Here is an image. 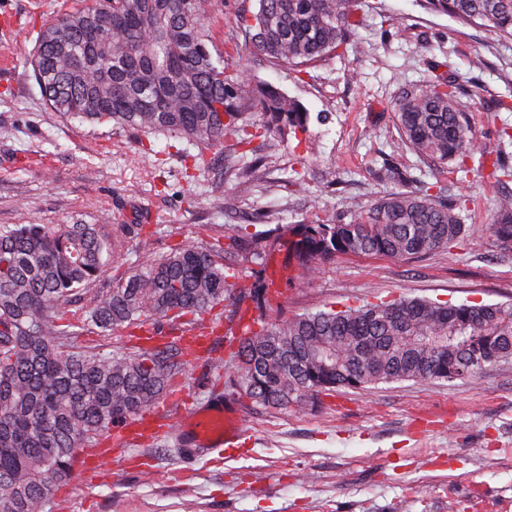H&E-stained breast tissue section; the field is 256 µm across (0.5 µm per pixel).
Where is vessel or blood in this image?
Here are the masks:
<instances>
[{
	"instance_id": "vessel-or-blood-1",
	"label": "vessel or blood",
	"mask_w": 512,
	"mask_h": 512,
	"mask_svg": "<svg viewBox=\"0 0 512 512\" xmlns=\"http://www.w3.org/2000/svg\"><path fill=\"white\" fill-rule=\"evenodd\" d=\"M161 417L157 412L140 413L132 420L116 424L112 428V447L124 451L133 446L140 437L152 433ZM241 429L236 421L233 404L222 398H212L207 404L197 407L184 405L180 408V447L216 449L232 446Z\"/></svg>"
}]
</instances>
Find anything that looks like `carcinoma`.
Listing matches in <instances>:
<instances>
[{
    "label": "carcinoma",
    "mask_w": 512,
    "mask_h": 512,
    "mask_svg": "<svg viewBox=\"0 0 512 512\" xmlns=\"http://www.w3.org/2000/svg\"><path fill=\"white\" fill-rule=\"evenodd\" d=\"M240 25L256 54L299 70L341 49L361 50L356 0H256ZM425 7L512 40V0H424ZM208 0H93L44 25L30 63L50 109L89 122L166 134L201 148L247 140L243 75L224 71L209 47ZM453 73L404 90L394 110L401 141L429 166L462 163L477 151ZM266 132L304 130L309 112L268 82L253 89ZM344 224L301 225L297 262L309 272L341 254L402 259L464 236V207L443 188L395 191L349 206ZM107 237L92 224L0 225V512H45L77 455L113 424L152 406L183 372L162 346L105 354L78 347L80 331L205 319L224 302V244L186 238L98 282L132 233ZM494 246L512 254V194L499 197ZM86 301L81 330L70 302ZM229 388L262 409L305 411L338 388L404 380L474 379L512 360V303L399 297L272 321L255 319L238 350Z\"/></svg>",
    "instance_id": "cac0c4a2"
}]
</instances>
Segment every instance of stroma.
Returning a JSON list of instances; mask_svg holds the SVG:
<instances>
[{
	"label": "stroma",
	"instance_id": "stroma-1",
	"mask_svg": "<svg viewBox=\"0 0 512 512\" xmlns=\"http://www.w3.org/2000/svg\"><path fill=\"white\" fill-rule=\"evenodd\" d=\"M91 0H0V225L141 224L116 257L136 263L190 237H222L230 293L211 312L210 341L160 322L154 344L177 341L184 369L169 389L204 405L234 378L241 314L274 319L329 306L399 296L497 303L512 300V256L489 228L496 198L512 178L493 179V161L512 169V41L427 10L421 0H358L363 53L346 51L300 72L258 64L240 31L256 0H210L204 20L227 73L267 81L308 110L306 130L250 145L262 165L246 192L210 148L146 137L53 112L29 63L42 23ZM451 65L460 102L484 155L466 171L430 169L407 151L393 125L404 88ZM406 189L447 188L478 200L463 239L406 259L338 254L307 274L291 252V226L349 222L350 202L369 205L393 191L384 164ZM261 252L254 260L253 252ZM276 263L278 292L255 308L246 294ZM222 360L220 380L210 364ZM242 431L235 447L186 457L175 436L146 440L122 458L89 462L62 484L46 512H512V363L476 379L403 381L339 389L313 409L266 411L235 395Z\"/></svg>",
	"mask_w": 512,
	"mask_h": 512
}]
</instances>
